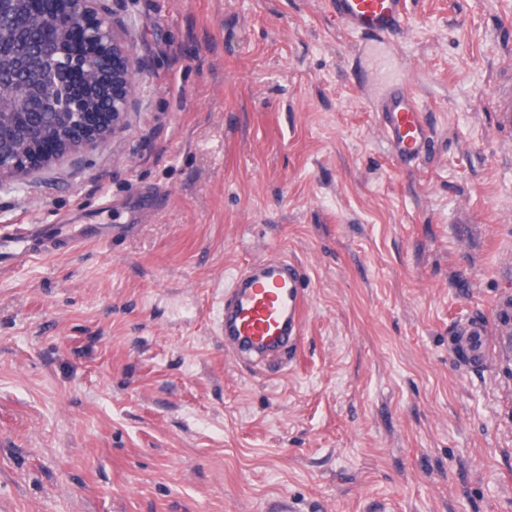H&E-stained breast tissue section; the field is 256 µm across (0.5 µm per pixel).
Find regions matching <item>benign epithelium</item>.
Segmentation results:
<instances>
[{
	"label": "benign epithelium",
	"instance_id": "7a95c632",
	"mask_svg": "<svg viewBox=\"0 0 512 512\" xmlns=\"http://www.w3.org/2000/svg\"><path fill=\"white\" fill-rule=\"evenodd\" d=\"M28 13L40 21L59 19L66 25L65 41H53L31 51L22 32L6 41L0 37V71L22 72L23 81H1L19 115L58 112V135L33 130L13 150H0V185L29 170L48 167L60 158L94 146L118 128L136 88L133 58L114 22L109 0H25ZM77 78V90L59 107L49 89L67 78ZM101 95L104 106L90 99Z\"/></svg>",
	"mask_w": 512,
	"mask_h": 512
}]
</instances>
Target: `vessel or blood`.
Here are the masks:
<instances>
[{
    "label": "vessel or blood",
    "instance_id": "1",
    "mask_svg": "<svg viewBox=\"0 0 512 512\" xmlns=\"http://www.w3.org/2000/svg\"><path fill=\"white\" fill-rule=\"evenodd\" d=\"M409 0H327L352 37L387 38L409 27ZM497 124L512 126V78L495 89ZM376 123L388 152L400 164L414 165L432 150L434 136L417 95L405 84L390 86L376 107ZM124 228L85 222L81 212L50 224H10L0 228V269L20 267L34 256H57L124 236ZM307 310L305 283L285 259H264L233 274L212 309L226 347L259 360L295 347ZM487 318L468 314L448 332V353L461 366H487L491 359Z\"/></svg>",
    "mask_w": 512,
    "mask_h": 512
}]
</instances>
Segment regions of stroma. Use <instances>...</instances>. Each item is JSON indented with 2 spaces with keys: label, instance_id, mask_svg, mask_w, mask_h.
Segmentation results:
<instances>
[{
  "label": "stroma",
  "instance_id": "stroma-1",
  "mask_svg": "<svg viewBox=\"0 0 512 512\" xmlns=\"http://www.w3.org/2000/svg\"><path fill=\"white\" fill-rule=\"evenodd\" d=\"M397 44L326 0H119L136 97L92 149L0 187V225L112 197L128 238L0 270L7 512H512V359L448 327L512 296V0H411ZM414 84L432 152L373 113ZM280 255L286 366L228 353L222 282ZM493 100L497 124L512 126V76L497 85ZM487 318L468 314L448 331V353L465 368L485 367L491 359Z\"/></svg>",
  "mask_w": 512,
  "mask_h": 512
}]
</instances>
